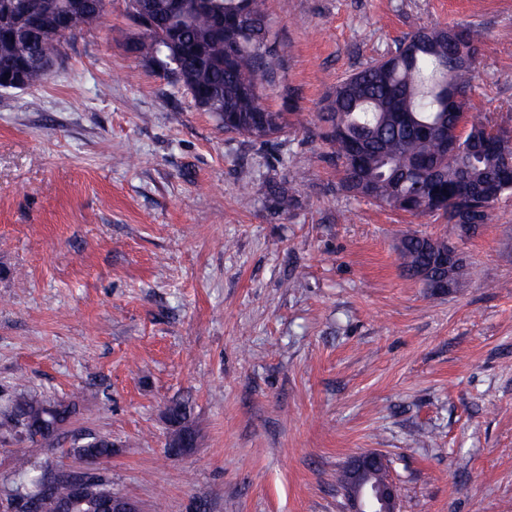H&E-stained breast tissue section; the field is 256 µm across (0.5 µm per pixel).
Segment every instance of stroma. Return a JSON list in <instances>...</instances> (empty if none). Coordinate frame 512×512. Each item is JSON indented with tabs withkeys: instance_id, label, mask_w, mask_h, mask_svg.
Segmentation results:
<instances>
[{
	"instance_id": "stroma-1",
	"label": "stroma",
	"mask_w": 512,
	"mask_h": 512,
	"mask_svg": "<svg viewBox=\"0 0 512 512\" xmlns=\"http://www.w3.org/2000/svg\"><path fill=\"white\" fill-rule=\"evenodd\" d=\"M278 49L276 146L225 132L146 66L125 0L48 79L0 90V418L75 405L33 459L108 478L142 512H346L336 472L391 462L399 512H512V198L458 239L342 190L316 115L336 83L421 27L481 31L466 110L512 112V0H261ZM286 180L293 207L263 197ZM412 234L469 280L403 274ZM194 434L170 456L163 410ZM109 437L110 459L72 455ZM445 249L448 250L449 259H454L459 254L458 248L449 244L445 238L417 234L406 236L398 246L402 271L408 277L417 279V266L430 263L434 254ZM433 269L435 270L434 274H437V279H434L433 281L436 282L443 290L445 289L443 285L445 283L446 290L444 291L446 292L463 288L467 283V273L464 269L463 258L461 257L459 258V263L455 267L451 266L439 271L440 269L435 266Z\"/></svg>"
}]
</instances>
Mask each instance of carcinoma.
<instances>
[{
	"instance_id": "1",
	"label": "carcinoma",
	"mask_w": 512,
	"mask_h": 512,
	"mask_svg": "<svg viewBox=\"0 0 512 512\" xmlns=\"http://www.w3.org/2000/svg\"><path fill=\"white\" fill-rule=\"evenodd\" d=\"M37 1L43 13L65 23L69 38L100 25V0H85L76 6L70 0H0V89L9 84L15 70L26 65L28 86L44 82L49 72L33 61L40 31L27 5ZM176 0H126L144 7L151 26L143 31L134 50L141 60L157 67L170 84L192 98L207 95L209 111L224 124V130L261 146L274 145L288 128V113L267 106L262 90L274 79L277 54L270 39L265 14L258 0H207L205 10L182 19L173 11ZM224 14L240 20L238 36L226 37L212 24V15ZM480 34L471 27L420 28L406 36L383 59L349 75L329 92L324 111L318 113L320 137L332 149L340 169L342 187L356 199L372 201L392 211L411 216L440 215L448 218L461 239L475 236L488 215L474 221L476 209L490 206L487 192L495 200L512 198L511 126L479 122L471 135L486 139L482 151L462 148L452 155L441 149L445 130L453 129L448 117V80L464 93L473 88L472 63L461 64L456 49L463 44L478 53ZM365 144L355 159L357 143ZM268 196L276 209L288 211L294 198L275 180L268 181ZM448 248L445 238L409 235L398 246L405 275L417 277V267ZM463 263L437 273L435 282L423 287L435 291L462 288L467 283ZM15 414L0 422V436L16 444L35 442L20 436L17 414L45 415L47 426L41 441L54 445L56 425L65 424L72 411L61 403L35 396H20L13 403ZM13 489H22L34 500L35 512H59L69 496L77 473L56 469L57 479L47 485L48 468L30 461L22 448L15 450ZM73 453L96 460L112 457V442L93 437L73 448ZM89 483L86 499L71 504L69 512H99L102 493L110 481L101 474L85 475Z\"/></svg>"
}]
</instances>
